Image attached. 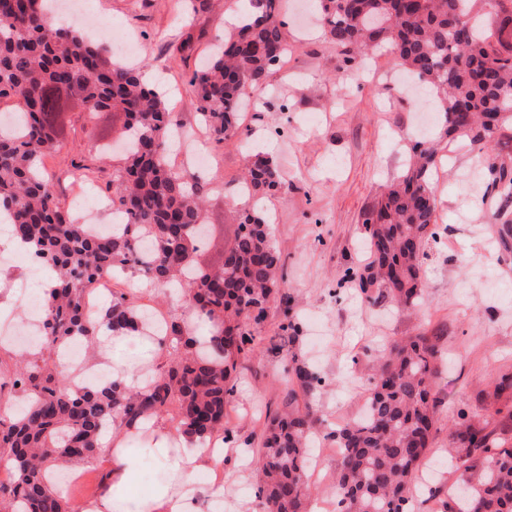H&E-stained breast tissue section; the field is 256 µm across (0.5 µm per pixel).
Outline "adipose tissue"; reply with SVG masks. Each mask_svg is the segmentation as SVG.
<instances>
[{"mask_svg": "<svg viewBox=\"0 0 512 512\" xmlns=\"http://www.w3.org/2000/svg\"><path fill=\"white\" fill-rule=\"evenodd\" d=\"M124 428L113 431L114 448L112 455L116 464L112 469L110 494L104 495L95 506L94 512H200L196 496L195 476L222 460L226 450L195 447L186 454L169 458L167 465L175 483L150 499H134L128 494L137 460L122 448Z\"/></svg>", "mask_w": 512, "mask_h": 512, "instance_id": "ef3b65f1", "label": "adipose tissue"}]
</instances>
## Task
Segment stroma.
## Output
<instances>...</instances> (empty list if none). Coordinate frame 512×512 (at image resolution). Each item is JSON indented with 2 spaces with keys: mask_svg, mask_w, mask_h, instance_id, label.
Masks as SVG:
<instances>
[{
  "mask_svg": "<svg viewBox=\"0 0 512 512\" xmlns=\"http://www.w3.org/2000/svg\"><path fill=\"white\" fill-rule=\"evenodd\" d=\"M243 5L244 0H218L209 12L188 16L182 0H92L106 25L89 35L108 41L112 24L122 26L140 45L135 65L158 75L169 109L190 126L198 124L199 113L189 102L187 80L223 35L226 12L240 11ZM188 35L194 51L184 60L177 48ZM288 43L291 52L272 74L271 92L242 112L240 125L246 139L260 138L282 171L284 188L265 197L262 206L285 261L284 289L303 324L301 347L325 379L317 396L321 414L330 423L358 416L367 399L362 378L381 347L422 332L440 335L446 355L435 383L444 417H456L463 407L485 413L487 377L512 373V263L500 259L495 203L481 204L471 190L475 149L458 138L443 143L437 155L436 220L444 231L423 266L421 305L398 312L387 302L363 300L357 285L341 276L348 268L363 269L370 260L363 246L364 215L402 173L410 144L437 128L438 107L401 89L389 51H379L367 64L344 67L341 49L311 30L308 18L293 16ZM65 124L43 170L62 208L73 214L77 208L62 174L75 163L91 168L95 221L108 224L109 185L122 160L103 156L100 148L117 144L126 116L105 110L91 119L73 99ZM193 150L192 142H184L169 149L167 161L206 196L209 240L200 244L195 260L210 267L220 264L222 251L235 242L232 205L239 200L247 147L215 145L213 161L204 167L192 162ZM112 290L125 293L136 308L159 307L172 318L185 315L177 294L158 285L142 287L137 270L116 274ZM283 319L279 303H271L259 345L242 361L236 393L225 410L227 427L240 437L257 438L283 395V365L265 353ZM88 357L135 370L145 362L153 367L165 362L159 341L129 336L100 338ZM124 445L139 456L140 475L132 481V493L146 498L166 481L164 456L182 448L183 440L171 434L162 451L157 435L147 432L125 437ZM450 451L448 432L440 430L424 477L443 491L457 479ZM254 452L249 446L213 465L223 478V512H263L246 461ZM113 463L107 447L90 462L73 464L72 473L84 475L85 481L68 494V501L100 499L107 487L104 475Z\"/></svg>",
  "mask_w": 512,
  "mask_h": 512,
  "instance_id": "35a3bbf8",
  "label": "stroma"
}]
</instances>
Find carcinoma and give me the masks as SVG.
Returning <instances> with one entry per match:
<instances>
[{
  "label": "carcinoma",
  "instance_id": "carcinoma-1",
  "mask_svg": "<svg viewBox=\"0 0 512 512\" xmlns=\"http://www.w3.org/2000/svg\"><path fill=\"white\" fill-rule=\"evenodd\" d=\"M50 2L0 0V98L12 99L21 129L19 135L0 129V217L10 216L12 236L36 245L33 256L56 281L42 303L48 343L8 372L0 360V392L7 391L8 404L0 409V451L14 461L12 479L0 483L4 512H72L47 474L63 463L93 459L117 416L137 431L172 407L186 437L233 438L224 426L233 373L255 351L270 302L284 305L280 330L289 344L300 332L281 288L282 254L270 224L254 210L234 211L238 232L222 266L196 265L203 196L166 161L172 112L137 67L109 58L106 43L75 25H52ZM249 3L240 25L224 31L220 51L188 79L192 105L222 144L239 134L248 91L265 86L289 50L282 0ZM313 11L347 66L357 54L390 47L398 65L417 76L422 91L440 105L438 137H465L478 148L503 220L497 242L503 257H511L512 155L492 143L512 127V0H313ZM63 86L75 91L90 115L125 112L134 131L112 180V209L125 213L128 224L110 233H94L73 220L42 171L43 159L57 149L52 92ZM436 153L430 140L409 146L404 174L385 188L367 217L370 262L354 277L368 300L410 309L423 299V265L438 237ZM243 186L253 197L272 196L283 187L282 173L259 152L246 165ZM141 226L150 233L144 255ZM125 268L182 288L186 308L208 324V335L201 341L173 320L164 335L171 357L149 383L132 389L107 379L75 390L54 348L73 341L91 345L103 327L114 335L139 331L138 312L123 293L112 295L92 323L81 312L96 279ZM439 340L422 332L387 343L366 380L364 414L334 427L316 404L321 374L297 353L284 351V344L270 343L267 355L287 358V389L260 437L255 478L265 512H309L307 462L317 437L340 449L339 512H414L416 474L441 426L433 393ZM489 383L493 409L478 418L462 409L448 425L464 489L440 500L441 512H512V446L497 434L498 419L512 418V376L504 373Z\"/></svg>",
  "mask_w": 512,
  "mask_h": 512
}]
</instances>
